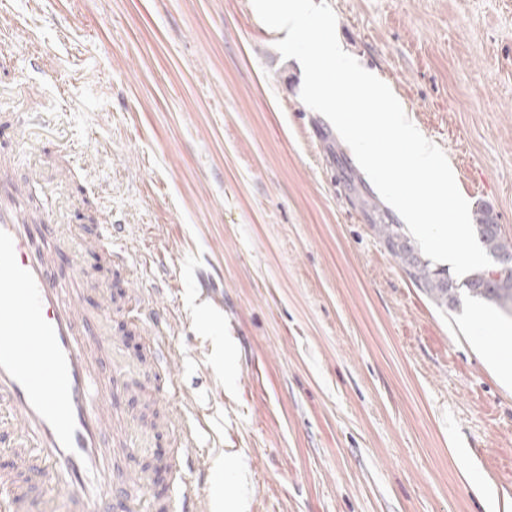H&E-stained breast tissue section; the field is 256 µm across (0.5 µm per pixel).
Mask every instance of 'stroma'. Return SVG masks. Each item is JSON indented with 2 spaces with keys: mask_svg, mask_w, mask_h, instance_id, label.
<instances>
[{
  "mask_svg": "<svg viewBox=\"0 0 512 512\" xmlns=\"http://www.w3.org/2000/svg\"><path fill=\"white\" fill-rule=\"evenodd\" d=\"M337 38L512 238V0H328ZM251 0H0V168L66 224L121 383L115 486L169 459L175 390L202 413L182 485L240 512L512 508V319L439 307L341 182L355 164L300 97ZM173 354L157 363L154 323ZM231 460L217 475L219 457Z\"/></svg>",
  "mask_w": 512,
  "mask_h": 512,
  "instance_id": "obj_1",
  "label": "stroma"
}]
</instances>
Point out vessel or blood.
<instances>
[{"label":"vessel or blood","mask_w":512,"mask_h":512,"mask_svg":"<svg viewBox=\"0 0 512 512\" xmlns=\"http://www.w3.org/2000/svg\"><path fill=\"white\" fill-rule=\"evenodd\" d=\"M21 184L0 185V431L9 437L11 471L0 474V512H30L46 484L79 503L77 512H107L113 494L112 450L106 444L112 393L89 359L95 340L79 303L62 288L41 250H64L71 233L32 224ZM178 394L172 423L180 445H196ZM140 472L129 473L128 512H147ZM171 512H206L201 491L188 487Z\"/></svg>","instance_id":"vessel-or-blood-1"}]
</instances>
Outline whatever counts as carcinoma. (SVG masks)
Here are the masks:
<instances>
[{"label": "carcinoma", "mask_w": 512, "mask_h": 512, "mask_svg": "<svg viewBox=\"0 0 512 512\" xmlns=\"http://www.w3.org/2000/svg\"><path fill=\"white\" fill-rule=\"evenodd\" d=\"M345 181L353 195L354 204L365 213L370 228L383 241L388 252L398 260L404 272L441 307L454 309L461 294L493 303L512 316V276L496 277L490 270L471 273L459 282L448 272L431 266L422 259L404 225L388 222L384 210L367 190L353 170L345 173ZM475 232L489 256L508 252L512 254V239L503 232L488 211L475 214Z\"/></svg>", "instance_id": "carcinoma-1"}]
</instances>
